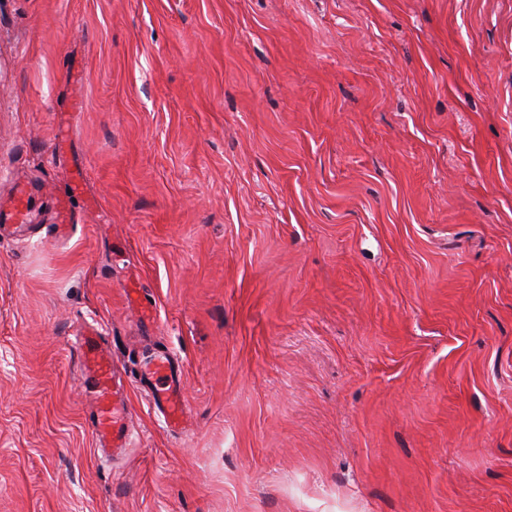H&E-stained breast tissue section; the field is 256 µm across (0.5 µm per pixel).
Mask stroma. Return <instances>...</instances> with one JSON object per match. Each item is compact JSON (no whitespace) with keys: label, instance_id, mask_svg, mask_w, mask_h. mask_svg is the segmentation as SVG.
I'll use <instances>...</instances> for the list:
<instances>
[{"label":"stroma","instance_id":"35a3bbf8","mask_svg":"<svg viewBox=\"0 0 512 512\" xmlns=\"http://www.w3.org/2000/svg\"><path fill=\"white\" fill-rule=\"evenodd\" d=\"M19 187L0 512H512V0H0ZM99 334L95 326L86 325L76 336L85 382L96 400L91 419L92 432L101 448H125L130 436L129 410L117 397L112 382V359L102 346ZM163 360L148 359L145 362V369L152 377H156L155 384V399L156 401L166 407L168 416L171 422L176 425L181 417H183L185 408L182 403V396L179 385L177 386L174 380H168L167 368L164 366Z\"/></svg>","mask_w":512,"mask_h":512}]
</instances>
